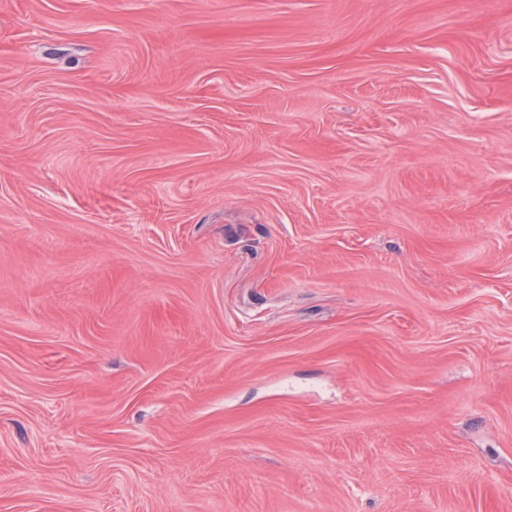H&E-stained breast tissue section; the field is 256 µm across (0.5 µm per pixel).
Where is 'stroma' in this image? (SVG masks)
<instances>
[{"label": "stroma", "mask_w": 512, "mask_h": 512, "mask_svg": "<svg viewBox=\"0 0 512 512\" xmlns=\"http://www.w3.org/2000/svg\"><path fill=\"white\" fill-rule=\"evenodd\" d=\"M0 512H512V0H0Z\"/></svg>", "instance_id": "stroma-1"}]
</instances>
